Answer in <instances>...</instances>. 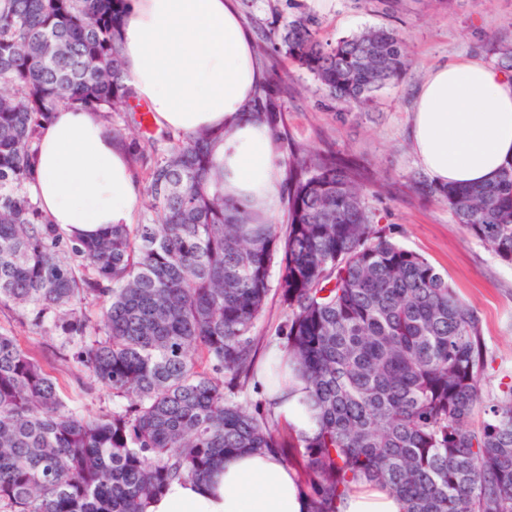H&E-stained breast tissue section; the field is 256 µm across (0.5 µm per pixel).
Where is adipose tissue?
Segmentation results:
<instances>
[{
	"instance_id": "obj_1",
	"label": "adipose tissue",
	"mask_w": 512,
	"mask_h": 512,
	"mask_svg": "<svg viewBox=\"0 0 512 512\" xmlns=\"http://www.w3.org/2000/svg\"><path fill=\"white\" fill-rule=\"evenodd\" d=\"M122 52L129 83L155 123L191 136L224 134V192L272 211L279 155L246 108L262 63L234 0H127ZM410 137L435 184L492 182L512 160V77L476 58L432 69L415 92ZM28 191L66 233L129 224L137 193L124 144L100 113L63 106L42 125ZM304 391L278 392L276 415L294 433L317 428ZM311 501L280 457L243 452L204 479L172 482L146 512H309ZM341 512H402L385 486L352 484Z\"/></svg>"
}]
</instances>
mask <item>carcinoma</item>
Wrapping results in <instances>:
<instances>
[{
  "mask_svg": "<svg viewBox=\"0 0 512 512\" xmlns=\"http://www.w3.org/2000/svg\"><path fill=\"white\" fill-rule=\"evenodd\" d=\"M8 2L0 306L75 346L76 379L88 395L110 390L112 408L69 406L40 359L0 330V512H144L172 480L203 479L226 456L283 454L274 402L253 413L238 401L272 293L287 310L276 378L305 382L317 421L313 435H291L310 512H340L361 479L392 490L403 512H512V386L474 424L488 362L479 318L377 224L355 168L329 150H289L282 232L224 193V132L163 133L131 146L138 222L69 237L27 192L36 139L61 105L143 125L121 47L127 0ZM319 29L308 14L259 35L346 112L404 79L399 31L332 43ZM486 50L512 72V44ZM286 93L273 67L247 109L277 139ZM414 185L512 264V161L481 186Z\"/></svg>",
  "mask_w": 512,
  "mask_h": 512,
  "instance_id": "obj_1",
  "label": "carcinoma"
}]
</instances>
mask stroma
Here are the masks:
<instances>
[{
	"label": "stroma",
	"instance_id": "stroma-1",
	"mask_svg": "<svg viewBox=\"0 0 512 512\" xmlns=\"http://www.w3.org/2000/svg\"><path fill=\"white\" fill-rule=\"evenodd\" d=\"M240 13L252 30L309 13L329 41L370 27L404 32L408 75L376 92L364 112L338 111L306 70L280 60L278 69L288 79L283 122L289 143L328 147L354 164L368 189L366 203L378 223L389 227L392 240L426 257L473 307L489 355L482 399L492 400L512 386V265L469 236L447 204L413 188L412 179L427 174L412 150L410 126L415 91L432 68L459 58L490 62L489 39L512 41V0H396L390 14L383 13L379 0H253ZM0 328L52 368L71 407L91 413L111 407L108 390L82 391L70 370L72 352L56 336L20 322L8 307L0 308Z\"/></svg>",
	"mask_w": 512,
	"mask_h": 512
}]
</instances>
